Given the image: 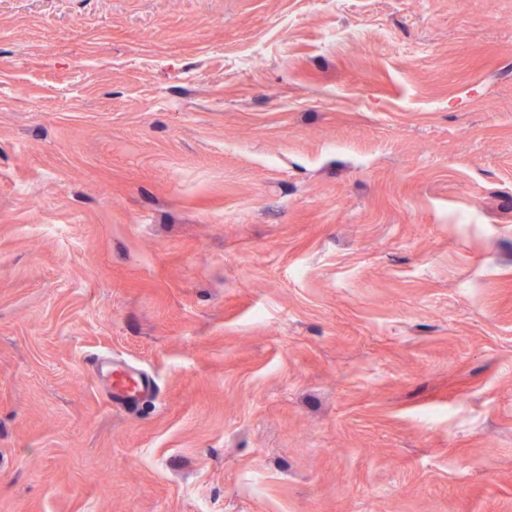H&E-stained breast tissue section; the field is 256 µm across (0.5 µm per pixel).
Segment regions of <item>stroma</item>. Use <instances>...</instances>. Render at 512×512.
I'll use <instances>...</instances> for the list:
<instances>
[{
    "label": "stroma",
    "instance_id": "stroma-1",
    "mask_svg": "<svg viewBox=\"0 0 512 512\" xmlns=\"http://www.w3.org/2000/svg\"><path fill=\"white\" fill-rule=\"evenodd\" d=\"M0 512H512V0H0ZM95 373L107 380L113 403L121 407H132L154 392L155 380L148 371L112 357L99 358Z\"/></svg>",
    "mask_w": 512,
    "mask_h": 512
}]
</instances>
